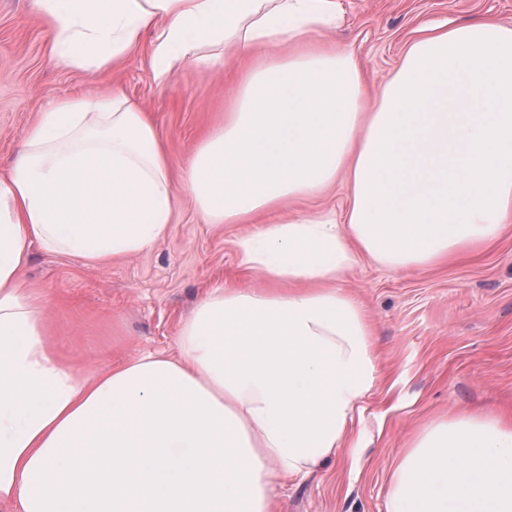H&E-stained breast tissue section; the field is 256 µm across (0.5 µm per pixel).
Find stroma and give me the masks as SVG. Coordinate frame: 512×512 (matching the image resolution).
Masks as SVG:
<instances>
[{
	"label": "stroma",
	"mask_w": 512,
	"mask_h": 512,
	"mask_svg": "<svg viewBox=\"0 0 512 512\" xmlns=\"http://www.w3.org/2000/svg\"><path fill=\"white\" fill-rule=\"evenodd\" d=\"M334 31L370 81L400 64L427 24L494 17L512 26V0H339ZM117 71L55 65L35 0H0V174L48 102L87 91L123 92L148 112L163 139L175 186L186 180L202 140L224 123V75L188 69L169 88L152 79L149 41ZM166 236L99 267L33 247L24 278L41 294L49 339L86 376L144 354L175 355L183 322L217 284L257 288L235 242L245 224L203 223L177 196ZM362 304L379 356L380 379L354 421L359 448H342L313 473L277 489L280 512H387L401 448L434 416L512 408V228L485 253L427 270H393L363 258L343 283Z\"/></svg>",
	"instance_id": "stroma-1"
}]
</instances>
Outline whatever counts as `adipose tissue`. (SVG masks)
Instances as JSON below:
<instances>
[{
	"instance_id": "1",
	"label": "adipose tissue",
	"mask_w": 512,
	"mask_h": 512,
	"mask_svg": "<svg viewBox=\"0 0 512 512\" xmlns=\"http://www.w3.org/2000/svg\"><path fill=\"white\" fill-rule=\"evenodd\" d=\"M54 63L116 68L154 28L152 77L220 68L224 127L186 191L205 223L248 224L262 288L210 289L175 357L92 377L55 354L23 271L31 245L93 264L166 234L163 141L120 91L50 103L0 176V502L19 512H278L275 490L344 447L377 380L373 331L341 283L361 257L445 266L512 225V27L419 29L368 84L327 41L339 0H36ZM348 188L343 213L285 215ZM388 512H512V415L428 421Z\"/></svg>"
}]
</instances>
